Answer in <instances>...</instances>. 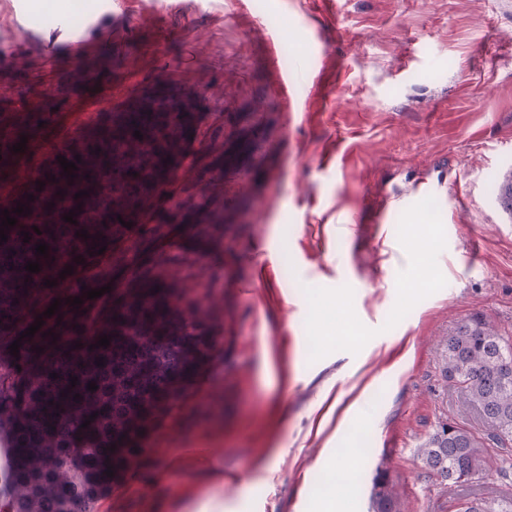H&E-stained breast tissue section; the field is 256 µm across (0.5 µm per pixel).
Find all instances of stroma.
Instances as JSON below:
<instances>
[{"mask_svg":"<svg viewBox=\"0 0 512 512\" xmlns=\"http://www.w3.org/2000/svg\"><path fill=\"white\" fill-rule=\"evenodd\" d=\"M160 3L141 29L142 0H126L81 56L21 31L0 42V111L68 119L102 87L121 109L161 81L198 105L197 178L134 236L173 317L195 311L217 343L134 436L98 512H370L381 468L407 512L512 497V469L451 488L415 462L461 397L440 340L475 314L512 337V217L494 191L512 168V0ZM328 146L336 165L318 167ZM424 181L444 189L415 196ZM204 202L224 221L201 240ZM337 455L340 495L321 487Z\"/></svg>","mask_w":512,"mask_h":512,"instance_id":"1","label":"stroma"}]
</instances>
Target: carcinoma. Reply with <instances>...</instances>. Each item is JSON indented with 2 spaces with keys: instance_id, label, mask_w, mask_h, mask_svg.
I'll return each mask as SVG.
<instances>
[{
  "instance_id": "1",
  "label": "carcinoma",
  "mask_w": 512,
  "mask_h": 512,
  "mask_svg": "<svg viewBox=\"0 0 512 512\" xmlns=\"http://www.w3.org/2000/svg\"><path fill=\"white\" fill-rule=\"evenodd\" d=\"M196 107L173 99L163 101L160 111L147 117L135 112L115 113V123L104 121L95 114L85 122L77 151H57L46 160L44 168L21 186L6 201L10 217L17 219L14 226L4 229L9 249L0 252V282L15 277L23 279L29 288H0V340H9L29 317L38 292L51 293L62 287V270L76 265L74 258H89L87 247L92 243H109L115 238V228L121 221L137 222L152 204L155 192L146 178L133 175L137 168L128 161L125 145L134 138V131L153 150L163 148V138L172 114H178L181 124L190 122V113ZM39 127L30 122H14L0 131V169L17 159L12 143L22 136L36 138ZM77 177L64 173L57 157L75 161ZM45 186L38 187L36 182ZM65 186L57 194L59 186ZM81 190L89 195L75 198ZM34 200H27V195ZM123 194L129 200L127 212H112L109 200ZM496 197L502 210L512 216V169L499 179ZM30 209L24 216L14 212L17 203ZM54 207H48V203ZM74 211L71 224L63 220ZM38 230H33V227ZM85 230L89 238L76 236ZM29 233V242H23L21 232ZM39 243L48 246V257L36 253ZM40 264V271L25 270L27 262ZM56 281V287L43 282ZM158 283L143 278L139 287L121 298L119 306L128 307L129 315L120 318L107 311L99 324L87 326L83 310L94 305L87 298L86 289L73 292L69 299L79 297L83 303L70 311V320L61 333L55 326L40 328L34 336L25 338L19 348V357L0 356V417L11 419L10 440L17 448V460L7 470L5 483H0V498L8 501L10 512H89L97 501L96 495L113 481L106 475L128 470L135 449L122 444L131 428H124L112 435V422L123 420L125 414L144 413L139 403L112 402V393L104 385L106 377L122 373L131 364H139L138 374L130 376V385L140 391L142 401L156 400L161 387L148 384L146 353L132 342V336L141 331L139 320L146 319L156 325L158 336H173L176 329L169 323L170 308L167 294L156 291ZM107 336L110 345L99 348L93 344ZM80 347L73 348V345ZM43 351L38 353L36 348ZM498 330L486 319L473 315L458 324L454 332L443 339L441 373L446 381L461 385L464 399L459 406V416L475 410L500 442L512 439V380L504 379L502 356L511 351ZM104 358V365L96 359ZM58 374V378L50 374ZM78 378L77 385H70V378ZM98 389L87 390L88 383ZM81 398L76 399L74 395ZM74 404L83 411H72ZM96 415L88 427H82L90 415ZM115 450H110L111 445ZM86 448L96 449V456L83 454ZM416 460L429 474L448 483V478L458 475L474 479L488 471L484 449L474 435L460 424H442L417 449ZM373 512H401L397 496L388 488L384 473H379L372 494ZM467 512H512L509 499L476 500L468 505Z\"/></svg>"
}]
</instances>
